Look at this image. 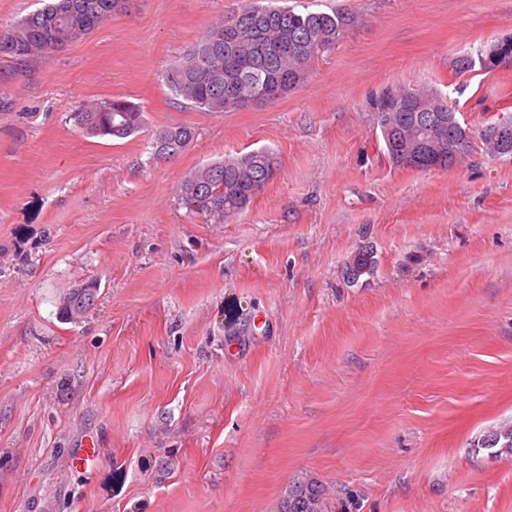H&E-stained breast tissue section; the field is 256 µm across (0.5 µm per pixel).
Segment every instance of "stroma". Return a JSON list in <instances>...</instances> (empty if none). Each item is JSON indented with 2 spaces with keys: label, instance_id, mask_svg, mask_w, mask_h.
<instances>
[{
  "label": "stroma",
  "instance_id": "1",
  "mask_svg": "<svg viewBox=\"0 0 512 512\" xmlns=\"http://www.w3.org/2000/svg\"><path fill=\"white\" fill-rule=\"evenodd\" d=\"M243 2L134 0L0 61V512H276L306 476L328 512H512V455L477 445L512 421V160L394 168L374 110L411 87L475 131L512 115V66H452L512 33V0H309L356 21L302 86L196 111L160 73ZM116 95L144 130L73 126ZM180 124L193 144L154 159ZM261 148L280 167L243 214L187 213V173ZM87 279L94 306L62 322ZM195 138V129L188 125L166 126L154 133L152 148L154 155L163 148L168 157H175L186 150ZM375 264L373 252L366 247H361L354 256L352 263L346 268V277L353 281L358 280L364 274L370 273ZM73 288L76 292L69 291L59 303V317L61 320H73L84 315L97 298L99 290L97 282L94 280L79 282ZM77 293L80 295L79 298L76 297ZM67 295L69 296L66 298ZM83 299L85 303H80ZM88 300H91V303H87Z\"/></svg>",
  "mask_w": 512,
  "mask_h": 512
}]
</instances>
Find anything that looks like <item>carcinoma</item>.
<instances>
[{"label":"carcinoma","instance_id":"cac0c4a2","mask_svg":"<svg viewBox=\"0 0 512 512\" xmlns=\"http://www.w3.org/2000/svg\"><path fill=\"white\" fill-rule=\"evenodd\" d=\"M132 0H47L44 6L14 23L0 27V59L22 66L36 58L59 52L74 44L70 35L81 31L87 38L113 15L129 9ZM354 23L343 12H319L299 0L293 6H272L248 0L238 10L211 25L162 80L174 96L200 112H231L240 98L259 92L276 102L288 97L307 78L309 67L331 53L340 35ZM377 124L391 164L402 167L401 154L415 142L428 146L439 139L451 153L447 166L455 165L474 147L472 130L448 122L457 104L441 95L417 89H388L376 102ZM73 125L90 137L125 139L145 125L143 106L124 97H112L93 105H80L70 113ZM499 123L482 128L478 138L493 155L512 157V138L494 135ZM195 138L188 125L166 126L154 133V152L166 150L174 157ZM279 169L278 157L268 150L206 164L188 173L179 185L181 203L187 211L222 224L241 214ZM373 252L362 247L346 268V277L356 281L370 273ZM97 282L82 281L59 303V317L73 320L84 315L88 301L97 298ZM484 448L512 454V423L489 431ZM278 512H327L322 484L304 478L288 485Z\"/></svg>","mask_w":512,"mask_h":512}]
</instances>
